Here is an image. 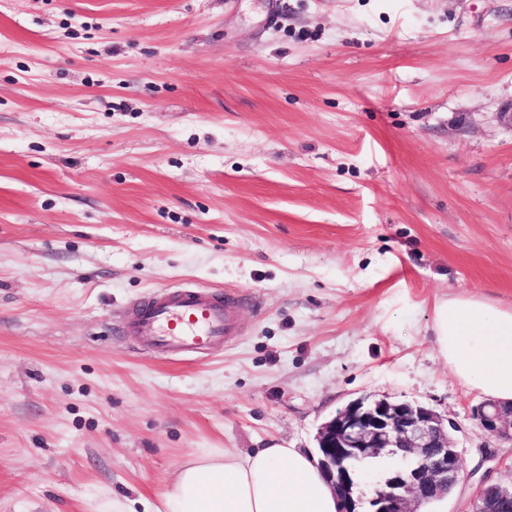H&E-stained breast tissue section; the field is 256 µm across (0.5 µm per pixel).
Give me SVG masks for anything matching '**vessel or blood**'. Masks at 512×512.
Instances as JSON below:
<instances>
[{
	"instance_id": "1",
	"label": "vessel or blood",
	"mask_w": 512,
	"mask_h": 512,
	"mask_svg": "<svg viewBox=\"0 0 512 512\" xmlns=\"http://www.w3.org/2000/svg\"><path fill=\"white\" fill-rule=\"evenodd\" d=\"M233 312L228 299L203 290H161L133 308L127 325L151 347L193 353L234 334Z\"/></svg>"
}]
</instances>
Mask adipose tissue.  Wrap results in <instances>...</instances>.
<instances>
[{"label":"adipose tissue","instance_id":"adipose-tissue-1","mask_svg":"<svg viewBox=\"0 0 512 512\" xmlns=\"http://www.w3.org/2000/svg\"><path fill=\"white\" fill-rule=\"evenodd\" d=\"M435 342L454 376L491 401L512 403V307L477 296L441 304ZM316 460L273 443L242 453L201 451L181 463L154 512H338Z\"/></svg>","mask_w":512,"mask_h":512}]
</instances>
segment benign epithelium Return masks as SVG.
<instances>
[{
	"instance_id": "7a95c632",
	"label": "benign epithelium",
	"mask_w": 512,
	"mask_h": 512,
	"mask_svg": "<svg viewBox=\"0 0 512 512\" xmlns=\"http://www.w3.org/2000/svg\"><path fill=\"white\" fill-rule=\"evenodd\" d=\"M479 429L488 436L512 440V405L484 402L475 413ZM454 424L418 403L386 398H357L327 421L318 433L319 467L342 504L340 512H358L354 483L336 480V463L350 454L375 455L389 450L402 457V466L376 491L374 512H415V504L449 494L461 478V452L449 429ZM512 496V486L487 487L480 481L473 512H493L491 491Z\"/></svg>"
}]
</instances>
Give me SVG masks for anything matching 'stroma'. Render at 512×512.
Returning <instances> with one entry per match:
<instances>
[{
    "mask_svg": "<svg viewBox=\"0 0 512 512\" xmlns=\"http://www.w3.org/2000/svg\"><path fill=\"white\" fill-rule=\"evenodd\" d=\"M505 112L512 0H0V512H144L362 396L455 423L447 512L512 483L433 329L512 306ZM186 286L237 334L126 333Z\"/></svg>",
    "mask_w": 512,
    "mask_h": 512,
    "instance_id": "1",
    "label": "stroma"
}]
</instances>
